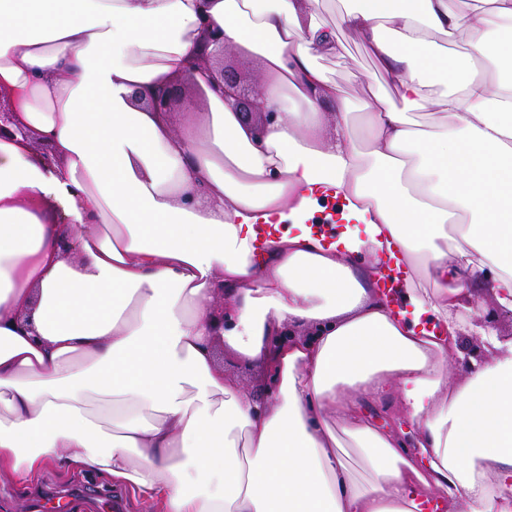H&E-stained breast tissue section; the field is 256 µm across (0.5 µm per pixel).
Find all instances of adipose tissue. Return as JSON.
Segmentation results:
<instances>
[{
	"label": "adipose tissue",
	"mask_w": 512,
	"mask_h": 512,
	"mask_svg": "<svg viewBox=\"0 0 512 512\" xmlns=\"http://www.w3.org/2000/svg\"><path fill=\"white\" fill-rule=\"evenodd\" d=\"M319 3L0 0V90L58 159L0 139V482L58 463L160 512H512V340L481 327L488 360L450 369L464 296L512 311V0H359L335 26ZM206 23L262 60L264 135L204 69L180 130L134 97ZM341 28L386 76L358 121L319 64ZM327 201L363 226L341 251L304 226ZM220 340L273 368L264 403ZM365 407L368 417L374 425L381 427L393 425L394 421L391 415V404L389 400L382 399L375 401L371 398H366Z\"/></svg>",
	"instance_id": "ef3b65f1"
}]
</instances>
